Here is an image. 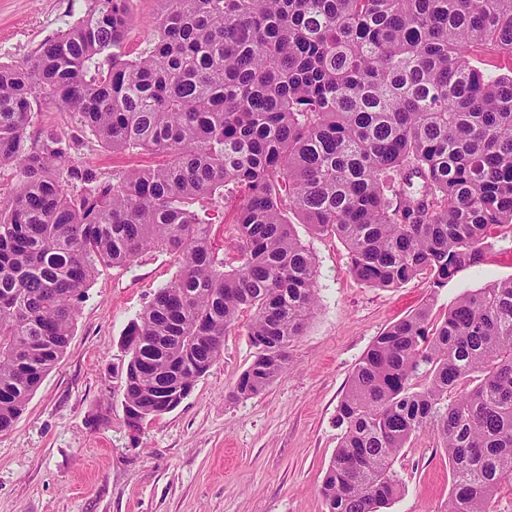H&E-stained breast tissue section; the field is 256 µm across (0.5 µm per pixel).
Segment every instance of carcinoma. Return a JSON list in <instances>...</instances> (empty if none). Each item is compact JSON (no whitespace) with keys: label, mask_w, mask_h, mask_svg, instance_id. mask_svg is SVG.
<instances>
[{"label":"carcinoma","mask_w":512,"mask_h":512,"mask_svg":"<svg viewBox=\"0 0 512 512\" xmlns=\"http://www.w3.org/2000/svg\"><path fill=\"white\" fill-rule=\"evenodd\" d=\"M21 66L0 64V433L65 352L99 272L146 251L175 277L125 332L121 405L136 429L170 412L245 312L254 359L232 391L286 368L317 307V269L292 211L340 238L375 288H442L512 233V0H161L157 39L129 61V0H86ZM51 99L112 152L150 151L101 179L55 128ZM78 185L74 192L68 185ZM243 193L238 264L214 250L216 203ZM326 512H377L401 491L394 458L427 431L448 457L443 512H491L512 483V278L468 291L443 319L422 306L380 334L336 410Z\"/></svg>","instance_id":"carcinoma-1"}]
</instances>
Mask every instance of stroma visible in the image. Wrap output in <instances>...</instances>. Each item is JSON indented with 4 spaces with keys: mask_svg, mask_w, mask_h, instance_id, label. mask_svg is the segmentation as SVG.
Returning a JSON list of instances; mask_svg holds the SVG:
<instances>
[{
    "mask_svg": "<svg viewBox=\"0 0 512 512\" xmlns=\"http://www.w3.org/2000/svg\"><path fill=\"white\" fill-rule=\"evenodd\" d=\"M85 0H0V63L18 65L83 14ZM125 52L154 44L159 0H130ZM34 127L70 142L73 164L111 179L156 156L115 154L69 113L43 103ZM294 229L312 253L318 307L288 347L284 372L259 394L231 393L254 350L249 316L175 410L127 426L113 372L129 358L123 336L156 290L175 275L168 254L151 250L132 268H108L79 305L71 341L14 427L0 434V512H325L319 489L339 443L336 409L361 357L389 325L430 305L442 318L464 292L512 278V237L445 287L415 278L371 288L350 270L346 245L302 222ZM399 497L379 512H440L452 490L448 459L429 433L396 457Z\"/></svg>",
    "mask_w": 512,
    "mask_h": 512,
    "instance_id": "stroma-1",
    "label": "stroma"
}]
</instances>
